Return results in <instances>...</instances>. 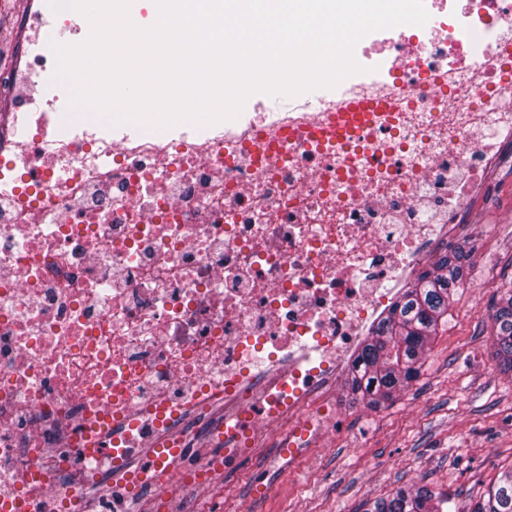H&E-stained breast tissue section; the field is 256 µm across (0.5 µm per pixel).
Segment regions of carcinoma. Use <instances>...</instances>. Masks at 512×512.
I'll list each match as a JSON object with an SVG mask.
<instances>
[{"instance_id":"obj_1","label":"carcinoma","mask_w":512,"mask_h":512,"mask_svg":"<svg viewBox=\"0 0 512 512\" xmlns=\"http://www.w3.org/2000/svg\"><path fill=\"white\" fill-rule=\"evenodd\" d=\"M469 257L462 249L443 255L396 301L352 363L348 387L355 400L376 408L420 377L430 343L448 323L454 297L466 284ZM493 336L497 367L512 373L510 289L494 302ZM450 503L447 494L428 485L400 487L365 512H447ZM467 512H512V467L472 500Z\"/></svg>"}]
</instances>
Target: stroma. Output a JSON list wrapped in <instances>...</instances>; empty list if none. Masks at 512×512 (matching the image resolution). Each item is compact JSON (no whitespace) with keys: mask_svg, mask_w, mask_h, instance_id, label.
<instances>
[{"mask_svg":"<svg viewBox=\"0 0 512 512\" xmlns=\"http://www.w3.org/2000/svg\"><path fill=\"white\" fill-rule=\"evenodd\" d=\"M472 202L490 225L480 252L472 230L469 282L434 337L419 380L370 409L339 391L336 435L324 448L263 459L224 480L202 512H363L401 486L427 484L462 502L512 465V376L493 358V304L512 289V160L494 169Z\"/></svg>","mask_w":512,"mask_h":512,"instance_id":"obj_1","label":"stroma"}]
</instances>
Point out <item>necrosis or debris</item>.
Listing matches in <instances>:
<instances>
[{
	"label": "necrosis or debris",
	"instance_id": "4bbe7bcc",
	"mask_svg": "<svg viewBox=\"0 0 512 512\" xmlns=\"http://www.w3.org/2000/svg\"><path fill=\"white\" fill-rule=\"evenodd\" d=\"M364 73L273 114L127 137L56 108L54 41L0 75V512H198L335 434L392 283L431 269L512 150V0H430ZM350 101L364 123L317 136ZM461 182L449 191L451 182Z\"/></svg>",
	"mask_w": 512,
	"mask_h": 512
}]
</instances>
